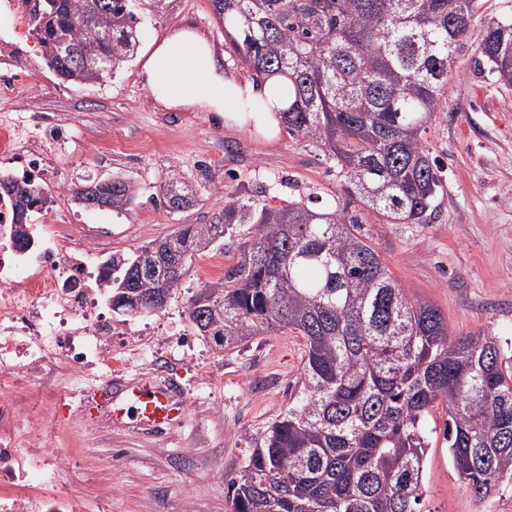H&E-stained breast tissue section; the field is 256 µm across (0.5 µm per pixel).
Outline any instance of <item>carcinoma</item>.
Segmentation results:
<instances>
[{
    "label": "carcinoma",
    "mask_w": 512,
    "mask_h": 512,
    "mask_svg": "<svg viewBox=\"0 0 512 512\" xmlns=\"http://www.w3.org/2000/svg\"><path fill=\"white\" fill-rule=\"evenodd\" d=\"M34 30L48 68L64 81L97 83L133 57L131 0H40ZM239 64L256 84L283 78L290 136L317 144L348 195L332 211L300 201L257 209L232 201L208 224H184L161 241L182 263L170 281L141 277L132 255L104 261L112 311L166 306L193 257L254 224L236 263L190 300L200 334L233 348L271 330L305 340L304 393L249 450L232 478L230 512H422L432 408L448 410L444 440L472 495L494 498L512 480V365L492 336L450 339L448 320L410 298L361 234L369 210L389 224H425L443 184L420 133L440 110L453 54L479 0H211ZM69 42L99 59L55 55ZM478 64L512 85V15L485 25ZM139 188L88 179L73 195L128 212ZM170 210L195 205L180 177L161 188ZM14 212V244L30 245V213L47 205L37 182L0 175ZM358 206L351 207L352 202Z\"/></svg>",
    "instance_id": "carcinoma-1"
}]
</instances>
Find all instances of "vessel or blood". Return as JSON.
<instances>
[{
    "label": "vessel or blood",
    "instance_id": "1",
    "mask_svg": "<svg viewBox=\"0 0 512 512\" xmlns=\"http://www.w3.org/2000/svg\"><path fill=\"white\" fill-rule=\"evenodd\" d=\"M110 405L113 426L134 423L152 430L175 428L184 417V403L176 388L168 382L131 379L121 382L113 397L98 396L96 402L80 400V414L90 413L93 405Z\"/></svg>",
    "mask_w": 512,
    "mask_h": 512
}]
</instances>
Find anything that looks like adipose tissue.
<instances>
[{
    "instance_id": "adipose-tissue-1",
    "label": "adipose tissue",
    "mask_w": 512,
    "mask_h": 512,
    "mask_svg": "<svg viewBox=\"0 0 512 512\" xmlns=\"http://www.w3.org/2000/svg\"><path fill=\"white\" fill-rule=\"evenodd\" d=\"M140 75L164 108L222 113L270 134L280 128L285 97L270 85L260 86L226 72L208 41L193 30L167 33L144 59Z\"/></svg>"
}]
</instances>
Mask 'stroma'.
<instances>
[{
    "label": "stroma",
    "mask_w": 512,
    "mask_h": 512,
    "mask_svg": "<svg viewBox=\"0 0 512 512\" xmlns=\"http://www.w3.org/2000/svg\"><path fill=\"white\" fill-rule=\"evenodd\" d=\"M139 45L131 61L97 84L61 80L43 59L33 30L17 41L16 60L27 88L0 99V115L23 110L36 121L68 123L72 137L47 143L49 202L32 223L68 231L103 256L130 254L183 224H206L225 203L257 207L301 201L335 207L344 181L315 144L279 132L269 139L214 112L161 108L140 77V62L167 31L202 34L225 70L249 73L225 42L210 0H135ZM512 13V0H481L470 35L458 44L453 70L421 140L439 168L443 193L425 224H389L371 214L364 233L408 296L437 306L451 336L491 335L512 352V86L476 62L479 33L492 16ZM183 178L196 205L172 211L156 202L168 177ZM134 181L140 194L128 212L85 209L70 191L88 178ZM254 225L239 224L224 246L195 256L166 307L149 316L113 313L98 281H90L100 316L137 333L116 366H99L90 383L110 371L125 377L174 380L184 420L165 433L104 418L83 421L53 402L27 418L30 433L51 437L62 463V489L82 496L85 512H229L228 482L240 477L257 438L287 414L304 391L305 340L271 331L234 348L200 336L188 317L190 299L207 285L211 263L232 266ZM445 408L426 419L424 512H512V480L485 504L459 480L443 439Z\"/></svg>",
    "instance_id": "obj_1"
}]
</instances>
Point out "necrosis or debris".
<instances>
[{"label":"necrosis or debris","instance_id":"1","mask_svg":"<svg viewBox=\"0 0 512 512\" xmlns=\"http://www.w3.org/2000/svg\"><path fill=\"white\" fill-rule=\"evenodd\" d=\"M29 116L0 119V155L24 174L46 180L49 162ZM15 226L0 202V512H84L83 499L60 489V466L49 441H29L14 391L30 381L54 389L67 365L76 377L111 359V322L99 318L88 282L90 255L61 235L30 226L32 246L13 245Z\"/></svg>","mask_w":512,"mask_h":512}]
</instances>
